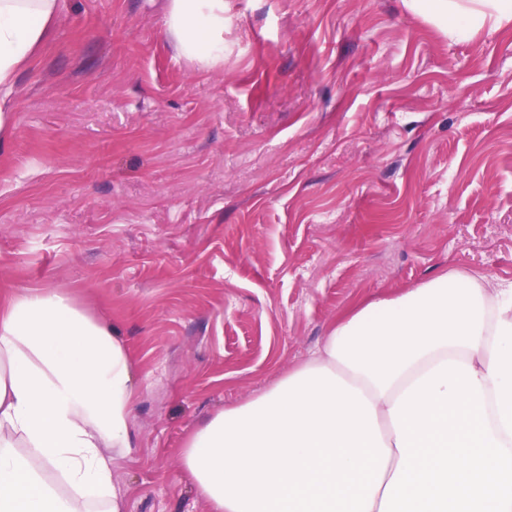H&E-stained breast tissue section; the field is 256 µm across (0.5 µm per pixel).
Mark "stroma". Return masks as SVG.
I'll use <instances>...</instances> for the list:
<instances>
[{"label":"stroma","mask_w":512,"mask_h":512,"mask_svg":"<svg viewBox=\"0 0 512 512\" xmlns=\"http://www.w3.org/2000/svg\"><path fill=\"white\" fill-rule=\"evenodd\" d=\"M165 0H67L0 146V290L67 291L132 359L126 512H208L179 450L352 305L451 267L512 281V29L411 0H224V62Z\"/></svg>","instance_id":"stroma-1"}]
</instances>
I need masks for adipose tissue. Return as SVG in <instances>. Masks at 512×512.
<instances>
[{"instance_id": "adipose-tissue-1", "label": "adipose tissue", "mask_w": 512, "mask_h": 512, "mask_svg": "<svg viewBox=\"0 0 512 512\" xmlns=\"http://www.w3.org/2000/svg\"><path fill=\"white\" fill-rule=\"evenodd\" d=\"M449 39L512 25V0H417ZM66 0H0V140ZM175 51L224 59V0H168ZM135 378L108 322L61 289L0 295V512H125ZM210 512H512V282L448 269L358 305L313 355L193 431Z\"/></svg>"}]
</instances>
